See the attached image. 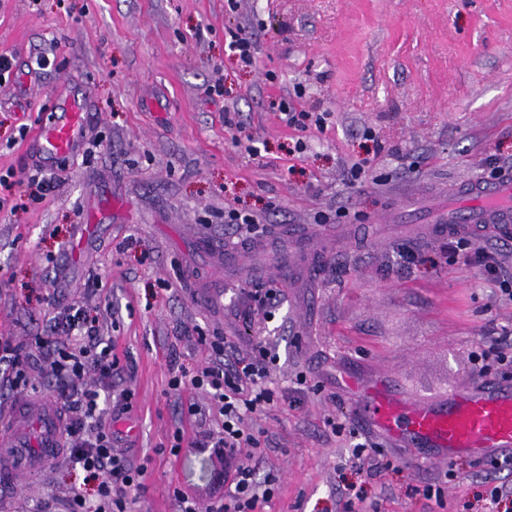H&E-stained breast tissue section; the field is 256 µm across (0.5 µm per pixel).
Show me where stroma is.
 Instances as JSON below:
<instances>
[{
	"mask_svg": "<svg viewBox=\"0 0 512 512\" xmlns=\"http://www.w3.org/2000/svg\"><path fill=\"white\" fill-rule=\"evenodd\" d=\"M239 26L257 43L251 68L227 49ZM1 52L0 172L13 176L0 185V334L50 335L73 304L98 319L136 394L115 445L147 469L129 512H177L176 487L204 508L224 499L226 463L195 445L216 424L180 410L208 396L169 385L171 366L207 365L199 327L230 341L225 362L254 336L279 358L283 397L248 420L265 448L255 478H277L257 512H342L351 485L356 512H499L484 498L512 489V455L436 460L361 425L357 406L375 382L422 403L465 384L512 389V372L471 360L484 336L512 333V301L429 232L489 160L512 174V0H0ZM43 53L54 64L39 70ZM66 83L86 99L84 145L43 168L20 132ZM287 106L327 113L325 128L287 127ZM228 107L255 150L234 141ZM360 159L367 175L350 182ZM37 169L51 190L33 201ZM232 209L256 228L226 223ZM246 288L277 291L249 325ZM359 442L377 475L353 467ZM82 481L60 457L0 512Z\"/></svg>",
	"mask_w": 512,
	"mask_h": 512,
	"instance_id": "1",
	"label": "stroma"
}]
</instances>
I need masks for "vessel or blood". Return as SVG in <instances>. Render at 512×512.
Masks as SVG:
<instances>
[{"label":"vessel or blood","instance_id":"vessel-or-blood-1","mask_svg":"<svg viewBox=\"0 0 512 512\" xmlns=\"http://www.w3.org/2000/svg\"><path fill=\"white\" fill-rule=\"evenodd\" d=\"M86 114L81 103L62 99L38 126L33 144L44 164L75 155L83 143ZM449 209H465L466 231L512 235V175L463 183ZM358 418L411 448H435L442 458L464 452L476 457L512 453V390L491 383L449 393L444 402L420 403L380 389L359 400ZM63 412L51 399L17 402L0 416V491L11 493L18 479L43 470L63 446Z\"/></svg>","mask_w":512,"mask_h":512}]
</instances>
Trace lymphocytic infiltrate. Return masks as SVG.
I'll list each match as a JSON object with an SVG mask.
<instances>
[{"label": "lymphocytic infiltrate", "instance_id": "lymphocytic-infiltrate-1", "mask_svg": "<svg viewBox=\"0 0 512 512\" xmlns=\"http://www.w3.org/2000/svg\"><path fill=\"white\" fill-rule=\"evenodd\" d=\"M449 257H464L481 267L488 277L498 278L500 260L474 239L449 235L442 244ZM55 335L37 336L29 342L0 335V385L10 392L27 396L29 371L49 367L57 381L55 398L63 404L68 422L64 448L74 467L83 475L84 485L75 489L63 503V512H128L131 492L144 490L145 467L114 451V430L109 415L132 410L131 389H115L112 378L119 361L112 353V341L100 336L97 320L82 307L71 305L54 318ZM200 342L210 361L195 373L179 369L170 379L172 389L185 386L206 389L209 406L190 403L191 416L212 414L216 432L206 436L203 445L214 455L239 459L243 453L261 455V443L246 424L249 415L269 405L272 392L267 380L276 364L262 339H255L250 357L224 362L227 341L220 336H204ZM228 500L206 512H255L273 495L272 487H260L250 466L237 464L227 475Z\"/></svg>", "mask_w": 512, "mask_h": 512}]
</instances>
